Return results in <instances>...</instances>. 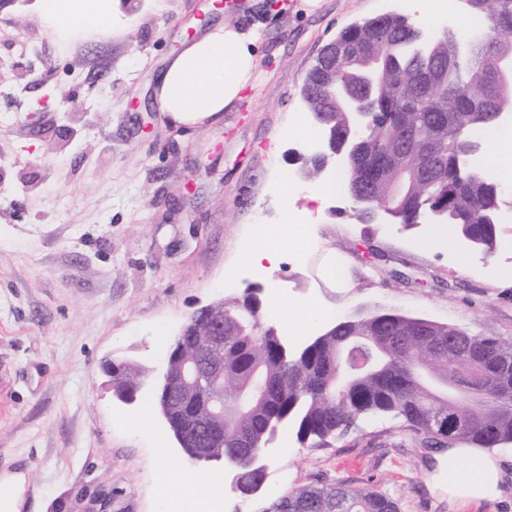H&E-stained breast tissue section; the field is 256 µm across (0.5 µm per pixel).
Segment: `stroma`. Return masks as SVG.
<instances>
[{
    "mask_svg": "<svg viewBox=\"0 0 512 512\" xmlns=\"http://www.w3.org/2000/svg\"><path fill=\"white\" fill-rule=\"evenodd\" d=\"M112 0L104 33L51 35L37 4L0 0V476H23L18 512H264L309 485L386 493L399 512H450L429 489L437 451L389 416L359 419L314 445L280 428L259 462L277 485L245 495L227 461L193 466L163 418L137 421L109 362L160 369L198 307L255 288L280 336L297 308L347 318L398 311L512 339V191L496 253L452 226L360 224L332 176L308 183L302 86L323 47L404 0ZM256 38L259 78L215 122L176 126L154 78L208 25ZM278 229L288 249L258 270L244 246ZM343 264L345 277L325 276ZM210 480L187 497L181 474Z\"/></svg>",
    "mask_w": 512,
    "mask_h": 512,
    "instance_id": "stroma-1",
    "label": "stroma"
}]
</instances>
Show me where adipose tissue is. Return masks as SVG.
<instances>
[{"instance_id": "1", "label": "adipose tissue", "mask_w": 512, "mask_h": 512, "mask_svg": "<svg viewBox=\"0 0 512 512\" xmlns=\"http://www.w3.org/2000/svg\"><path fill=\"white\" fill-rule=\"evenodd\" d=\"M54 30L105 32L112 27L111 0H40ZM253 36L237 27L213 26L188 45L155 77L154 94L171 122L196 125L222 112L256 79ZM512 477L496 450L453 445L437 458L433 489L457 506L502 499Z\"/></svg>"}]
</instances>
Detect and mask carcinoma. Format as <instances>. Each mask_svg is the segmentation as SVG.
<instances>
[{
	"mask_svg": "<svg viewBox=\"0 0 512 512\" xmlns=\"http://www.w3.org/2000/svg\"><path fill=\"white\" fill-rule=\"evenodd\" d=\"M465 2L486 23L490 35L448 34L432 55L447 69L433 88L421 80L426 58L407 52L422 31L416 22L387 14L353 24L335 38L338 44L365 48L393 60L381 77L378 94L366 100L373 121L360 138L359 153L343 175V186L355 203L353 216L368 224L374 202L392 186L396 158L403 157L412 169L431 162L440 182L429 192L414 186L395 217L412 226L421 214L437 212L440 221L491 254L498 228L493 207L500 202L496 184L487 174L466 172L461 154L477 142L476 132L493 131L499 120L489 112L471 110L469 94L457 87L454 73L459 67L468 69L476 78L477 91L491 99L495 111L511 113L512 89L505 91L497 85L495 61L500 51L512 55V26L500 24L501 13L491 0ZM459 43L467 44L468 51L457 56L453 49ZM328 76L324 63L315 66L305 80L303 96L310 111L325 113L332 150L341 152L351 136L341 105L328 103ZM237 311L261 320L260 301L251 293L224 299V313ZM459 339L494 358L512 360L511 339L470 335L399 312L375 311L343 319L292 355L274 327L266 326L262 336H240L226 321L224 397L242 400L245 417L238 429L224 432V446L213 453L236 464L237 488L248 495L265 480V474L249 459L261 454L267 433L285 420L297 425L299 439L323 440L349 427L360 415L394 414L440 444L443 431L436 419L461 415L469 424L455 441L479 448L512 443V405L491 400L474 409L466 397H450L420 377L423 373L446 381L465 372L466 362L448 347V341ZM345 345L357 347V353L348 365L352 378L341 385L336 381V359ZM147 374L140 364H113L115 393L133 391ZM173 426L190 439L185 451L193 456L200 439L195 420L177 416ZM266 512H398V505L385 493L339 482L292 491L275 499Z\"/></svg>",
	"mask_w": 512,
	"mask_h": 512,
	"instance_id": "obj_1",
	"label": "carcinoma"
}]
</instances>
